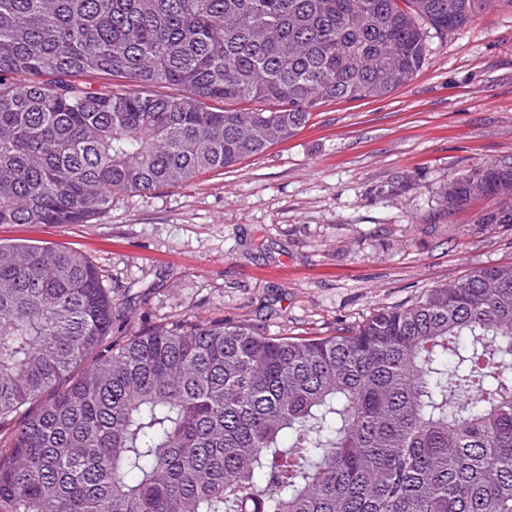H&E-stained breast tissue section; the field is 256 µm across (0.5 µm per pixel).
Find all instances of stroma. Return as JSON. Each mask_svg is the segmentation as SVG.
I'll return each instance as SVG.
<instances>
[{
  "mask_svg": "<svg viewBox=\"0 0 512 512\" xmlns=\"http://www.w3.org/2000/svg\"><path fill=\"white\" fill-rule=\"evenodd\" d=\"M408 84L335 101L293 138L193 184L114 197L88 224L0 225V240L86 254L128 312L120 339L181 318L330 336L471 271L512 263L481 199L447 214L450 177L512 161V0L430 32ZM414 178L407 189L399 180Z\"/></svg>",
  "mask_w": 512,
  "mask_h": 512,
  "instance_id": "obj_1",
  "label": "stroma"
}]
</instances>
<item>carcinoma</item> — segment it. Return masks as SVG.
I'll list each match as a JSON object with an SVG mask.
<instances>
[{
    "mask_svg": "<svg viewBox=\"0 0 512 512\" xmlns=\"http://www.w3.org/2000/svg\"><path fill=\"white\" fill-rule=\"evenodd\" d=\"M486 5L0 0V225L87 224L231 168L406 85L418 20ZM484 196L512 197V162L450 179L441 207ZM124 318L83 253L0 243V424L26 412L0 512H512V264L334 336L187 318L112 338Z\"/></svg>",
    "mask_w": 512,
    "mask_h": 512,
    "instance_id": "cac0c4a2",
    "label": "carcinoma"
}]
</instances>
